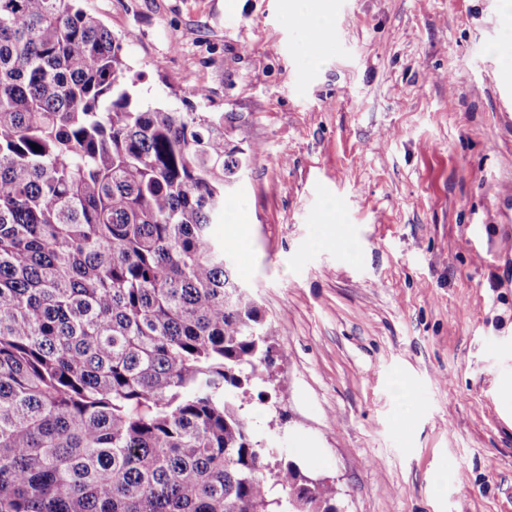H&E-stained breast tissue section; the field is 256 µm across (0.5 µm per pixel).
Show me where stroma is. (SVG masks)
I'll use <instances>...</instances> for the list:
<instances>
[{
  "instance_id": "stroma-1",
  "label": "stroma",
  "mask_w": 512,
  "mask_h": 512,
  "mask_svg": "<svg viewBox=\"0 0 512 512\" xmlns=\"http://www.w3.org/2000/svg\"><path fill=\"white\" fill-rule=\"evenodd\" d=\"M290 2L82 6L144 104L223 113L255 151L214 234L275 334L242 398L257 440L340 512H512V72L493 52L512 17L329 0L317 66Z\"/></svg>"
}]
</instances>
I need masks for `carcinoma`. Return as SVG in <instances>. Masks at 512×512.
<instances>
[{
    "label": "carcinoma",
    "instance_id": "obj_1",
    "mask_svg": "<svg viewBox=\"0 0 512 512\" xmlns=\"http://www.w3.org/2000/svg\"><path fill=\"white\" fill-rule=\"evenodd\" d=\"M81 2L0 0V512H336L238 404L274 345L224 113L142 106Z\"/></svg>",
    "mask_w": 512,
    "mask_h": 512
}]
</instances>
